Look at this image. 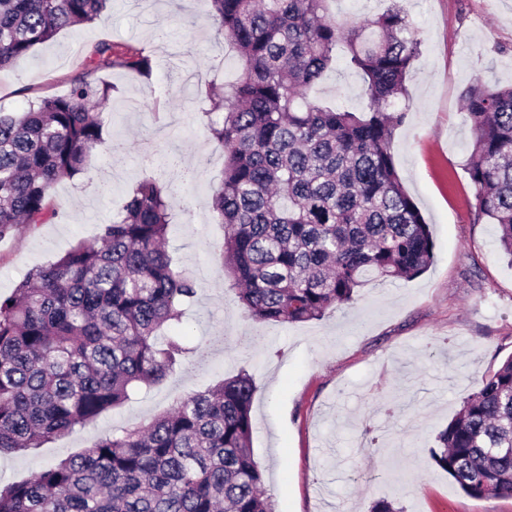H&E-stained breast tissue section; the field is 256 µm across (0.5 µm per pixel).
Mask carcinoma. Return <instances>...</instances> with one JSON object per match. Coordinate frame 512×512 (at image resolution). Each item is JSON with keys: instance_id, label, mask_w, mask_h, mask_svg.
<instances>
[{"instance_id": "obj_1", "label": "carcinoma", "mask_w": 512, "mask_h": 512, "mask_svg": "<svg viewBox=\"0 0 512 512\" xmlns=\"http://www.w3.org/2000/svg\"><path fill=\"white\" fill-rule=\"evenodd\" d=\"M109 0H0V71L60 30L101 17ZM329 0H202L240 62L202 112L224 149L215 246L245 317L320 320L369 277L414 278L434 258L429 225L396 171L392 143L409 105L406 76L421 40L401 0L336 20ZM343 54L369 105L329 108L310 90ZM86 68L63 95L0 112V239L59 215L56 186L105 145L109 85ZM150 72L148 57H118ZM474 221L493 224L512 259V86L467 87ZM174 194L142 176L101 246L83 241L31 269L0 297V454L72 434L162 382L190 353L179 324L198 293L165 248ZM256 386L240 371L145 425L97 438L32 477L0 484V512H274L251 448ZM434 462L474 498L512 497V357L482 379L438 433Z\"/></svg>"}]
</instances>
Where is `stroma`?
Listing matches in <instances>:
<instances>
[{"label":"stroma","instance_id":"obj_1","mask_svg":"<svg viewBox=\"0 0 512 512\" xmlns=\"http://www.w3.org/2000/svg\"><path fill=\"white\" fill-rule=\"evenodd\" d=\"M421 39L406 80L410 107L392 145L399 177L428 224L435 257L421 275L370 281L324 318L269 327L244 318L231 281L208 250L222 240L211 188L224 152L197 114L209 89L237 74L199 0H110L101 19L61 30L20 65L0 72V112L60 95L91 47L149 55L142 77L103 59L110 84L105 139L86 173L60 183L52 223L0 240V296L76 242H95L133 184L173 163L195 171L172 212L168 252L200 288L176 325L190 354L161 383L135 390L72 436L0 457V483L30 478L94 439L148 423L182 396L244 370L256 384L254 459L275 512H512V498H472L438 468L436 436L512 356V265L493 225L473 222L466 162L472 150L462 93L474 78L512 83V0H405ZM329 106L367 104L361 76L337 61L311 92Z\"/></svg>","mask_w":512,"mask_h":512}]
</instances>
